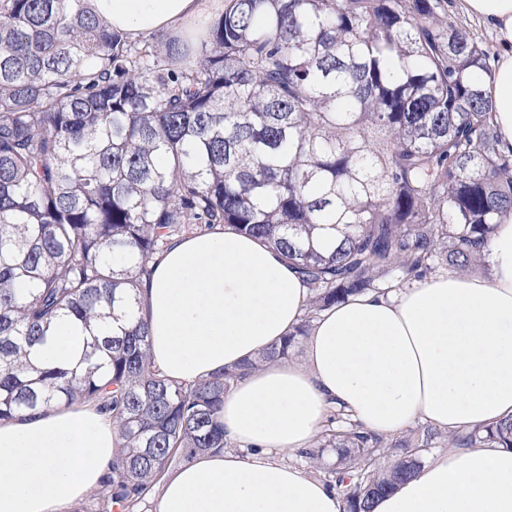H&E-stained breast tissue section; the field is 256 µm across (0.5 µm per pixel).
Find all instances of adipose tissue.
Returning <instances> with one entry per match:
<instances>
[{
  "mask_svg": "<svg viewBox=\"0 0 512 512\" xmlns=\"http://www.w3.org/2000/svg\"><path fill=\"white\" fill-rule=\"evenodd\" d=\"M223 0H88L138 38L183 35ZM501 46L489 91L503 150L512 149V0H462ZM485 276L438 272L349 296L321 311L302 360L251 371L225 394L230 446L171 472L156 512H345L334 483L290 464L332 414L382 436L423 422L470 431L512 415V214L484 252ZM149 352L168 378L194 383L279 345L303 319L310 291L271 246L228 229L175 239L140 289ZM80 348L61 320L38 352L65 365ZM111 416L90 405L46 407L0 421V512H62L120 455ZM371 512H512V448H451L424 462Z\"/></svg>",
  "mask_w": 512,
  "mask_h": 512,
  "instance_id": "obj_1",
  "label": "adipose tissue"
}]
</instances>
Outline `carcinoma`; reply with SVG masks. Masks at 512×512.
<instances>
[{
  "label": "carcinoma",
  "mask_w": 512,
  "mask_h": 512,
  "mask_svg": "<svg viewBox=\"0 0 512 512\" xmlns=\"http://www.w3.org/2000/svg\"><path fill=\"white\" fill-rule=\"evenodd\" d=\"M441 9L230 0L195 46L132 41L84 0H0V420L112 414L123 452L96 512H136L175 458L226 447L224 393L288 357L318 312L393 272L482 265L512 213V150L471 79L485 51ZM218 226L278 250L312 300L258 360L183 384L149 360L138 292L173 240ZM60 318L86 333L80 354L30 359ZM439 437L512 448V418L453 437L329 429L302 456L336 449L347 512H371Z\"/></svg>",
  "instance_id": "cac0c4a2"
}]
</instances>
